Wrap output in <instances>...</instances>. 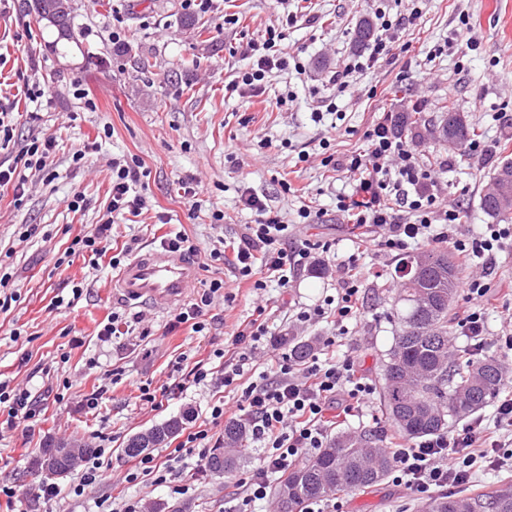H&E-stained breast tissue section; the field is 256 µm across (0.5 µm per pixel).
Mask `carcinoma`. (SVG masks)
I'll use <instances>...</instances> for the list:
<instances>
[{
	"label": "carcinoma",
	"mask_w": 512,
	"mask_h": 512,
	"mask_svg": "<svg viewBox=\"0 0 512 512\" xmlns=\"http://www.w3.org/2000/svg\"><path fill=\"white\" fill-rule=\"evenodd\" d=\"M28 12L54 9L57 21L42 22L54 36L50 47L75 42L69 0H33ZM443 139L465 146L475 127L461 112L448 109L438 126ZM486 214L512 220V207L501 206L490 194L481 198ZM399 293L388 317L398 327L394 345L383 364L381 401L385 417L406 439L440 434L453 421L466 418L497 397L503 386L500 363L493 356L477 357L468 350L453 354L448 334L457 302L461 271L446 250L429 249L401 258L395 266ZM186 415L174 416L128 439L124 452L142 453L136 440L147 438L150 446L173 437ZM243 421L224 427V451L211 456L206 469L229 478L247 451ZM60 446L48 444L38 461L40 469L55 467L64 476L74 467L71 458L59 454ZM392 459L367 432L342 435L329 441L319 455L288 471L275 489L280 512H295L304 501L345 491L368 488L391 469ZM426 512H512V481L501 480L488 491L461 490L432 498Z\"/></svg>",
	"instance_id": "1"
}]
</instances>
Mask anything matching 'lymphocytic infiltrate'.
Returning a JSON list of instances; mask_svg holds the SVG:
<instances>
[{"instance_id": "1", "label": "lymphocytic infiltrate", "mask_w": 512, "mask_h": 512, "mask_svg": "<svg viewBox=\"0 0 512 512\" xmlns=\"http://www.w3.org/2000/svg\"><path fill=\"white\" fill-rule=\"evenodd\" d=\"M420 16L419 9L414 8L407 18L392 21L384 11H375L377 34L368 51L347 55L332 77L338 92L348 88L352 73L371 69L391 55L405 23ZM297 21L296 12L285 11L282 28L267 30L262 40L247 43L245 56L250 64L227 84V92L259 96L269 72L287 70L290 56L280 43L286 38L285 27ZM363 139L362 151L345 158L330 155L323 163L356 175L354 192L337 196L336 211L348 223L364 229V237L340 270L335 296L312 308L297 307L292 315L301 326L330 323L329 334L318 337L306 359L284 353L273 363H261L256 354L270 335L271 325L268 317L259 316L240 324L233 333L232 361L219 369L198 364L190 371L194 385L221 387L236 394L234 404L216 402L211 416L216 420H245L250 445L258 451L257 466L235 481L237 512H253L256 504L267 502L274 479L326 447L335 417H348L368 407L375 392L373 384L357 358L342 345L361 319L362 261L369 252L397 256L421 245L446 244L461 264H481V274L463 282L467 310L459 328L471 347H482L488 340L490 270L498 255L512 246V225L487 224L468 237L459 236V202L446 199L434 172L421 165L412 143L384 121L368 128ZM55 148L52 136L41 132L31 136L12 164L0 168V193L12 190L19 200L29 182L56 179L51 160ZM147 175L139 158L113 159L112 199L107 213L92 232L72 239L65 257L81 258L92 269L105 262L112 270H119L133 247L128 244L116 252L109 250L112 223L117 217L136 218L147 210L148 200L141 190ZM241 201L252 212V223L243 225L231 252L210 249L204 254L205 262L228 266L236 279L249 282L258 295L273 285L289 287L301 272L328 265L332 242L294 244L281 209L247 188ZM223 295V280H212L175 314V325L185 324L191 333L205 335V313ZM38 417L31 391L0 381V429L23 424L31 427ZM385 449L393 461V483L420 498L436 489L453 491L467 486L484 470L512 472V368L505 370L491 417H474L461 429L413 444L391 436Z\"/></svg>"}]
</instances>
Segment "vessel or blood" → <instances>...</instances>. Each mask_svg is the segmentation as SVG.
I'll use <instances>...</instances> for the list:
<instances>
[{
  "instance_id": "1",
  "label": "vessel or blood",
  "mask_w": 512,
  "mask_h": 512,
  "mask_svg": "<svg viewBox=\"0 0 512 512\" xmlns=\"http://www.w3.org/2000/svg\"><path fill=\"white\" fill-rule=\"evenodd\" d=\"M197 275V265L167 247L152 248L131 260L112 279V292L165 312L181 305Z\"/></svg>"
}]
</instances>
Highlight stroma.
<instances>
[{
	"mask_svg": "<svg viewBox=\"0 0 512 512\" xmlns=\"http://www.w3.org/2000/svg\"><path fill=\"white\" fill-rule=\"evenodd\" d=\"M70 6L79 48L62 56L48 48L49 36L29 15L26 0H0V109L22 114L9 146L0 149V162L12 163L33 133L59 141L53 155L57 179L33 184L19 201L9 192L0 196V259L21 293L9 311L0 312V381L29 388L42 407L33 430L0 431V484L15 489L16 512H103L102 500L127 494L185 512H232L231 480L195 473L190 457L181 463L185 494L165 486L115 483L114 475L133 464L123 447L132 435L184 412L190 415L184 432L204 429L223 436L224 421L210 414L219 391L193 386L189 369L199 363L218 366L214 351L227 349L232 333L260 305L270 308L273 320L262 360L287 352L283 337L310 342L327 334V324L295 326L288 315L294 306H313L335 294L336 281L310 270L299 274L292 287L270 288L259 296L227 269L199 268L195 289L221 278L234 297L231 305H212L203 336L172 327L173 312L113 298L109 267L93 270L79 259L59 262L73 237L92 231L106 213L113 157L134 155L144 162L151 201L140 223L116 220V243L135 237L144 251L159 244L162 235L178 231L202 250L220 240L234 241L252 220L240 201L248 187L285 209L295 240L335 241V259L341 262L352 253L359 231L337 214L336 196L352 190L353 178L322 165L319 142L330 138L332 153L350 154L362 147L367 127L418 108L430 121L417 138L418 158L436 172L450 198L463 202L459 232L470 234L489 223L480 198L495 166L512 158V0H421L420 19L403 32L391 56L354 74L342 94L329 78L351 52L360 20L378 9L396 19L409 14L412 4L310 0L305 20L288 28L283 42L304 71L273 73L265 92L252 98L227 95L224 86L235 69L244 67L247 42L280 26L283 10L276 0H214L208 12L193 16L181 0H70ZM116 11L125 29L117 43L112 40ZM228 14L237 17V24H225ZM441 44L447 52L431 57ZM27 84L40 90L38 100L25 97ZM330 97L336 114L313 122L312 112ZM450 106L475 125L484 156L438 137L433 122ZM503 111L508 114L504 120L499 117ZM92 142L96 151L85 164L75 165L73 149ZM303 150L310 154L305 162L298 159ZM187 176L199 184L200 207L194 213L177 184ZM285 182L294 196H283ZM77 192L86 206L74 212L66 200ZM303 204L317 211L314 223L297 224L296 210ZM215 210L224 213L217 226L211 219ZM25 224L39 225L40 233L23 242L19 230ZM395 264L392 256L366 255L364 313L346 339L376 384L395 335L387 318L397 294ZM76 282L86 285L82 297L56 306L58 297L70 298ZM113 312L130 321L146 314L150 334L100 342L97 325ZM183 352L187 372L171 380L170 363ZM112 368L122 369L123 376L104 384L102 373ZM146 382L162 389L159 407L140 401L138 387ZM102 385L108 391L99 409L83 411L82 399ZM59 391L65 394L60 402L55 399ZM99 434L106 438L100 483L75 496L79 473L74 470L57 479V497L41 499L46 479L38 460L44 446L84 445ZM343 500L346 512H422L425 506L388 477Z\"/></svg>",
	"mask_w": 512,
	"mask_h": 512,
	"instance_id": "1",
	"label": "stroma"
}]
</instances>
